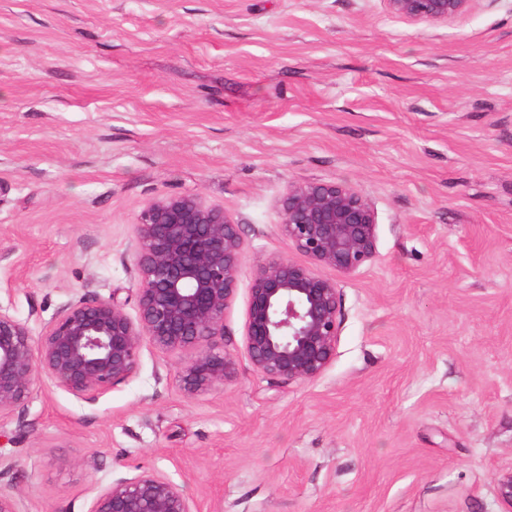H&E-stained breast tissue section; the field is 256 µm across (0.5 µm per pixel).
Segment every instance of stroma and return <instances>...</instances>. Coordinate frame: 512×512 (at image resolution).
<instances>
[{
  "label": "stroma",
  "instance_id": "stroma-1",
  "mask_svg": "<svg viewBox=\"0 0 512 512\" xmlns=\"http://www.w3.org/2000/svg\"><path fill=\"white\" fill-rule=\"evenodd\" d=\"M343 183L373 258L327 270L336 355L275 380L244 350L254 266L304 262L293 182ZM197 194L239 226L224 315L235 374L194 399L144 345L89 401L38 378L0 422V490L89 512L147 471L195 512H504L512 470V0L411 23L383 0H0V309L32 331L68 301L135 313L134 226Z\"/></svg>",
  "mask_w": 512,
  "mask_h": 512
}]
</instances>
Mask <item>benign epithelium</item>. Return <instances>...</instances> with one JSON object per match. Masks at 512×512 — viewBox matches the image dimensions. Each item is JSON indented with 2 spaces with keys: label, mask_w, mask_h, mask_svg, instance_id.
I'll list each match as a JSON object with an SVG mask.
<instances>
[{
  "label": "benign epithelium",
  "mask_w": 512,
  "mask_h": 512,
  "mask_svg": "<svg viewBox=\"0 0 512 512\" xmlns=\"http://www.w3.org/2000/svg\"><path fill=\"white\" fill-rule=\"evenodd\" d=\"M408 22L448 23L473 0H383ZM280 232L310 264L286 256L258 263L252 274L245 349L272 379L304 382L335 356L340 327L336 281L326 268L353 272L373 257L376 214L351 187L294 182L278 201ZM136 314L117 296L85 295L66 303L38 337L0 310V421L24 408L36 377L93 399L138 369L150 343L180 356L177 382L190 399L224 387L234 362L224 353V313L235 298L242 263L239 225L196 194L150 202L135 225ZM90 512H193L174 483L143 472L100 491Z\"/></svg>",
  "instance_id": "7a95c632"
}]
</instances>
